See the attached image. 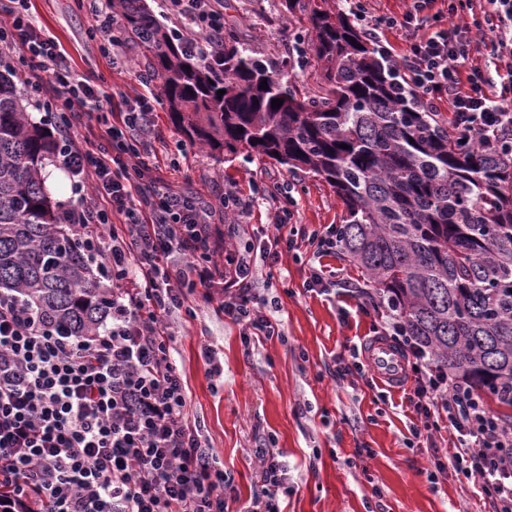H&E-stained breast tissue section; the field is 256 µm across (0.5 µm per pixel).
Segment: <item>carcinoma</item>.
<instances>
[{
    "instance_id": "1",
    "label": "carcinoma",
    "mask_w": 512,
    "mask_h": 512,
    "mask_svg": "<svg viewBox=\"0 0 512 512\" xmlns=\"http://www.w3.org/2000/svg\"><path fill=\"white\" fill-rule=\"evenodd\" d=\"M281 5L307 24L308 40L292 46L286 64L321 70L314 93L271 70L231 30L217 73L144 0H112V12L121 37L144 49L148 74L162 80L167 112L190 142L254 152L325 180L343 206L344 254L377 284L385 314L440 371L512 408L503 397L512 390V156L460 142L397 93L336 0ZM17 83L0 69V289L63 332L94 336L112 290L62 225V204L43 175L56 140L32 121Z\"/></svg>"
}]
</instances>
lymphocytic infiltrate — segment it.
Masks as SVG:
<instances>
[{"mask_svg": "<svg viewBox=\"0 0 512 512\" xmlns=\"http://www.w3.org/2000/svg\"><path fill=\"white\" fill-rule=\"evenodd\" d=\"M370 0H345L395 82L428 109L447 103L458 139L498 151L512 146V0H483L481 17L461 18L474 0H409L402 14H373ZM30 0H0V61L37 109L63 113L70 130L61 166L83 197L65 209L100 278L112 283L110 322L73 336L32 304L0 292V512H224L227 476L190 421L188 384L173 357L167 321L202 299L240 324L244 338L282 336L254 283L258 262L277 263L296 239L262 246L234 224L219 245L213 210L174 193L141 157L154 104L135 99L116 124L83 125L87 106L110 95L70 66L54 38L32 21ZM176 35L207 64L222 67L223 0H160ZM399 31L404 53L387 32ZM485 51L486 68L470 67ZM223 260H216V253ZM385 333L412 357L414 409L423 421L446 415L458 445L450 456L477 481L495 512H512V427L471 387L425 361L426 352L386 320ZM264 489L243 512H281L286 467L256 450Z\"/></svg>", "mask_w": 512, "mask_h": 512, "instance_id": "obj_1", "label": "lymphocytic infiltrate"}]
</instances>
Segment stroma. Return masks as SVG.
<instances>
[{
    "instance_id": "obj_1",
    "label": "stroma",
    "mask_w": 512,
    "mask_h": 512,
    "mask_svg": "<svg viewBox=\"0 0 512 512\" xmlns=\"http://www.w3.org/2000/svg\"><path fill=\"white\" fill-rule=\"evenodd\" d=\"M31 12L35 24L59 41L78 74L111 86L112 110L139 94L158 98L143 158L174 191L212 207L230 184L248 197L254 184L288 183L294 200L289 225L276 227L274 207L264 200L244 216L256 240L293 230L322 233L342 223L343 207L323 180L290 173L257 154L228 161L189 142L160 101L161 80L147 85L139 80L145 71L142 47L127 40L116 54L102 52L83 0H32ZM224 21L248 40L255 55L276 65L302 30L283 21L280 0H224ZM317 268L341 272L366 294L375 291L343 253L318 257L304 242L274 266H261L257 278V292L276 309L284 339L244 343L241 325L200 300L170 318L174 357L189 386L190 417L231 479L228 512H242L260 491L254 450L267 438L288 467L291 491L280 500L283 512H494L476 482L453 465L435 468V459H447L453 433H435L429 448L412 435L420 424L411 403L413 381L391 390L365 363L346 379L337 378L339 365L351 362L354 350L372 336L374 319L351 290L306 291L304 284ZM204 344L211 345L222 376L208 375L199 356Z\"/></svg>"
}]
</instances>
